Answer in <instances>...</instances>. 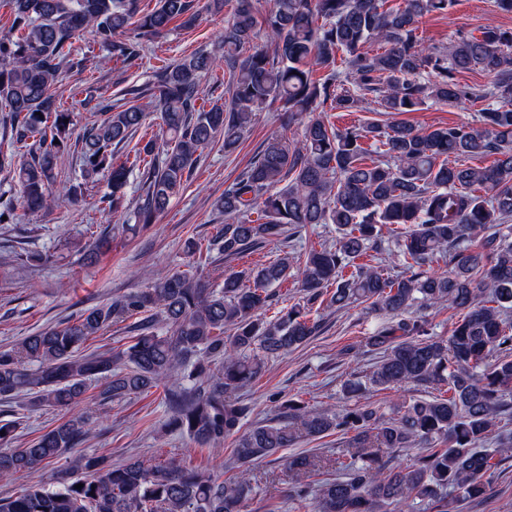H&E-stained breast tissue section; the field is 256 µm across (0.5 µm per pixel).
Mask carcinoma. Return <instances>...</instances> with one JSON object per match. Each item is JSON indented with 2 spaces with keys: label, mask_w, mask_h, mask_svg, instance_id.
Returning <instances> with one entry per match:
<instances>
[{
  "label": "carcinoma",
  "mask_w": 512,
  "mask_h": 512,
  "mask_svg": "<svg viewBox=\"0 0 512 512\" xmlns=\"http://www.w3.org/2000/svg\"><path fill=\"white\" fill-rule=\"evenodd\" d=\"M387 2L268 0L261 14L255 0H206L210 13L231 8L220 49H200L164 67L146 89L132 86L114 99L87 88L82 104L101 119L78 140L83 181L54 192L72 125L59 78L84 69L72 41L90 28L108 52L101 64H125L171 23L194 27L200 11L196 0H156L151 10L142 0H8L15 34L0 38V105L9 144L34 142L22 161L0 145V170L14 173L23 209L71 203L104 175L112 212L146 227L179 193L198 151L220 139L224 151L235 150L257 110L280 112L290 124L308 112L299 143L274 140L224 188L215 206L225 222L211 246L231 258L313 224L336 225L338 237L310 249L298 269L285 256L225 275L219 290L189 271L168 272L80 311L72 324L1 349L0 399L25 395L28 412L70 413L25 447L15 446L20 422L1 420V481L52 463L89 433L91 384H100L105 399L124 398L164 384L178 368L187 385L168 390L166 427L203 445L237 436L239 471L220 481L176 458L113 464L79 454L54 486L1 497L0 512H240L258 489L249 464L332 433L346 439L336 458L302 452L287 460L290 491L313 496L317 512H414L418 502L454 512L458 502L484 497L498 456L512 450V325L504 318L512 309V29L430 45L418 35V19L448 14L455 0ZM219 69L229 73L231 97L208 106L200 77ZM476 70L492 77L489 87L478 91L457 79ZM362 91L378 95L384 112H416L430 101L487 104L478 127L419 130L398 122L342 130L320 116L357 111ZM145 95L160 112L161 136L137 148L131 163H119L113 147L145 124L138 104ZM487 154L497 155L490 166L466 164ZM135 167L143 185L130 211L125 197ZM387 224L404 226L390 264L358 262L382 250ZM474 240L477 249L469 247ZM440 259L449 260L448 273L424 270ZM392 264L405 271L392 274ZM292 277L300 278L305 301L261 317L271 289ZM326 294L339 309L366 303L390 316L368 337L379 360L366 380L348 384L349 393L413 385L445 394L336 412L289 400L281 417L240 433L248 407L235 393L262 373L265 358L320 332L311 312ZM414 307L464 315L448 335L431 336L423 321L406 317ZM134 315L141 319L133 343L115 352L86 348L112 320ZM320 473L333 477L308 482Z\"/></svg>",
  "instance_id": "cac0c4a2"
}]
</instances>
